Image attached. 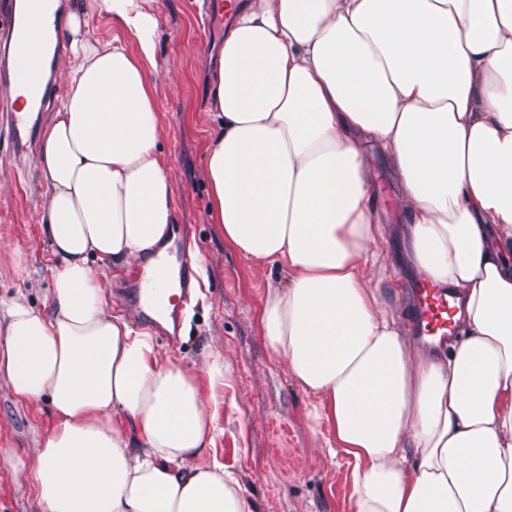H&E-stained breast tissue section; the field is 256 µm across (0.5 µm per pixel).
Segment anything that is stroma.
Listing matches in <instances>:
<instances>
[{
    "label": "stroma",
    "mask_w": 512,
    "mask_h": 512,
    "mask_svg": "<svg viewBox=\"0 0 512 512\" xmlns=\"http://www.w3.org/2000/svg\"><path fill=\"white\" fill-rule=\"evenodd\" d=\"M201 3L154 4L160 18L161 143L175 195L174 218L184 227L196 273L195 296L182 311L174 343L125 290L129 267H99L106 308L150 330L161 353L189 370H198L210 356L223 358L228 373L217 389V425L224 434L216 457L238 475L258 512H349V467L328 455L307 416L312 395L294 384L260 331L266 283L286 282L288 273L234 251L209 215L203 159L210 130L207 64L223 44L224 27L204 26ZM368 161L383 229L395 249H402L406 224L395 180L378 152H369ZM46 199L39 156L0 165V312L20 296L40 310L52 306L51 245L39 224ZM54 424L48 400L17 402L0 376V512H40L33 469Z\"/></svg>",
    "instance_id": "1"
}]
</instances>
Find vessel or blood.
Masks as SVG:
<instances>
[{
	"mask_svg": "<svg viewBox=\"0 0 512 512\" xmlns=\"http://www.w3.org/2000/svg\"><path fill=\"white\" fill-rule=\"evenodd\" d=\"M42 21L39 7H30L22 13L18 10L17 0H0V82L22 86L28 98L37 104L46 101L56 91L55 84L49 83L44 76L38 49L31 37L33 28ZM0 134L18 153L34 149L36 125L29 113L20 111L16 106H0ZM193 276L192 260L185 252H178L174 257L162 254L146 287L149 301L157 308L166 309V292L175 283L180 288V303H187L193 291ZM414 294L413 320L419 333L433 336L446 332L452 321L453 309L443 288L423 282L416 285ZM166 311L167 321H179L178 308Z\"/></svg>",
	"mask_w": 512,
	"mask_h": 512,
	"instance_id": "1",
	"label": "vessel or blood"
}]
</instances>
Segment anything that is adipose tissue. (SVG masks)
Returning <instances> with one entry per match:
<instances>
[{"instance_id":"ef3b65f1","label":"adipose tissue","mask_w":512,"mask_h":512,"mask_svg":"<svg viewBox=\"0 0 512 512\" xmlns=\"http://www.w3.org/2000/svg\"><path fill=\"white\" fill-rule=\"evenodd\" d=\"M40 163L50 311L0 315V374L56 424L41 512H256L219 437L220 359L192 371L109 313L95 263L154 255L173 221L153 0H90ZM209 82L210 217L281 268L262 334L317 402L352 512H512V0H238ZM395 176L402 257L456 297L458 334L413 348L368 162ZM81 33L92 40H108L118 30L112 20L104 14L93 13L81 20Z\"/></svg>"}]
</instances>
